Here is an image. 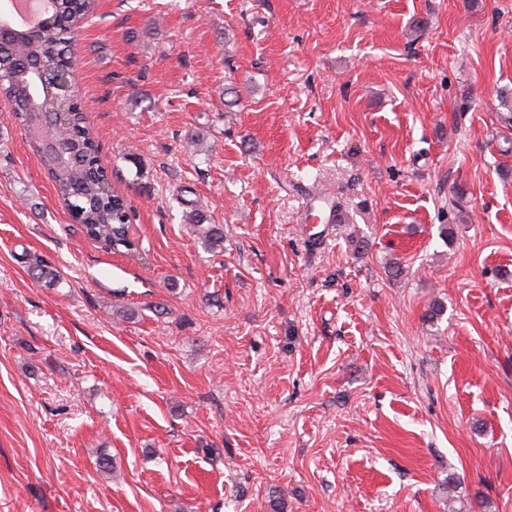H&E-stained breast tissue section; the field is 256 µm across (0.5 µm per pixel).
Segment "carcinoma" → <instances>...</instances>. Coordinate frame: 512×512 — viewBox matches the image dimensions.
Returning <instances> with one entry per match:
<instances>
[{
	"label": "carcinoma",
	"mask_w": 512,
	"mask_h": 512,
	"mask_svg": "<svg viewBox=\"0 0 512 512\" xmlns=\"http://www.w3.org/2000/svg\"><path fill=\"white\" fill-rule=\"evenodd\" d=\"M95 10L96 0H54L53 11L59 20L54 32L41 36L23 32L0 45V95L26 130L58 197L82 233L107 250L128 253L138 249L130 233L133 211L112 190L85 112L78 104L66 124H50L47 116L52 100L36 93L27 74L28 66L39 60L55 71L70 69L74 33ZM189 224L204 248L215 250L223 245L222 225L206 224L198 214L189 216ZM28 272L48 287L58 283L55 267L41 256L30 257Z\"/></svg>",
	"instance_id": "obj_1"
}]
</instances>
